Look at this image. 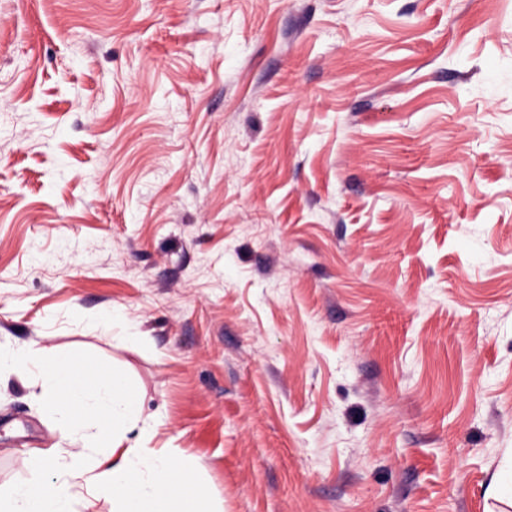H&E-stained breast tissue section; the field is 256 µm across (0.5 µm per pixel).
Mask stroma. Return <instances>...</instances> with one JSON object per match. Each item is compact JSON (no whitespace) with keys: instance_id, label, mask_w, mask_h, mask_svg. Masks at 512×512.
<instances>
[{"instance_id":"obj_1","label":"stroma","mask_w":512,"mask_h":512,"mask_svg":"<svg viewBox=\"0 0 512 512\" xmlns=\"http://www.w3.org/2000/svg\"><path fill=\"white\" fill-rule=\"evenodd\" d=\"M144 397L214 512H512V0H0V350ZM0 377V490L75 441Z\"/></svg>"}]
</instances>
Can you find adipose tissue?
<instances>
[{"instance_id": "adipose-tissue-1", "label": "adipose tissue", "mask_w": 512, "mask_h": 512, "mask_svg": "<svg viewBox=\"0 0 512 512\" xmlns=\"http://www.w3.org/2000/svg\"><path fill=\"white\" fill-rule=\"evenodd\" d=\"M4 367L36 374L42 400L65 394L69 429L82 445L70 451L64 480L0 493V512H72L84 485L111 495L113 512H208L209 492L189 481L188 462L149 448L144 401L124 372L99 369L84 355L39 360L25 347L0 357Z\"/></svg>"}]
</instances>
